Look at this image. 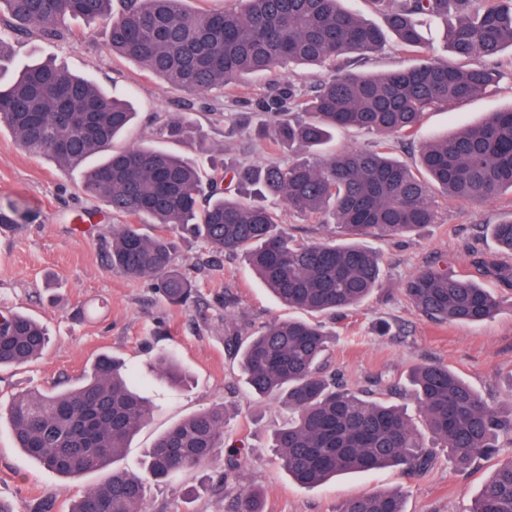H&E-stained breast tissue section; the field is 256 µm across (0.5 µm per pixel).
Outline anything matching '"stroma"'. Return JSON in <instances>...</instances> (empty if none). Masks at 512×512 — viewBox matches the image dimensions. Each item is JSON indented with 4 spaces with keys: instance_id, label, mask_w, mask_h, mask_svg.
Wrapping results in <instances>:
<instances>
[{
    "instance_id": "obj_1",
    "label": "stroma",
    "mask_w": 512,
    "mask_h": 512,
    "mask_svg": "<svg viewBox=\"0 0 512 512\" xmlns=\"http://www.w3.org/2000/svg\"><path fill=\"white\" fill-rule=\"evenodd\" d=\"M69 40L37 35L14 40L10 60L0 63V83L11 80L19 63L51 59L86 76L112 95L126 98L137 118L118 146L154 143L200 164L233 161H288L259 142H248L234 127L238 98L253 96L256 85L226 88L215 108L190 101L187 93L145 74L136 64L112 57L106 26L70 21ZM193 109H185V102ZM512 108V69L499 83L453 110L427 113L417 136L394 141L392 152L416 163L423 143L482 121L488 113ZM188 119L194 140L163 137L159 127L170 118ZM83 168L59 170L55 163L29 154L8 130H0V206L16 205L18 223L0 225V311L28 313L44 324L50 343L36 360L0 370V404L32 388L54 391L75 386L102 352L123 358L138 372L135 385L152 413L117 463L119 469L144 474V454L155 438L178 420L220 405L229 428L228 446L239 449L245 467L225 487L217 481L222 467L205 463L168 483L149 485L146 512H227L229 502L247 488L263 496V512H337L348 498L375 490H401L406 512H466L499 463L512 458V437L499 440L498 453L462 470L436 449L425 473L385 469L347 473L316 488H301L285 473L272 446L274 430L288 418L277 401L256 398L246 386L238 359L229 347L237 331H254L292 310L278 303L249 270L243 254L213 257L193 237L171 227L155 234L173 240L174 268L195 284L201 304L175 307L161 300L151 280L132 279L106 263V244L122 219L87 195ZM512 217V200H449L438 208L436 223L409 238L365 243L382 260L381 287L358 308L323 318L331 336V365L351 387L376 379L405 382L417 363L440 362L480 390L505 414L512 413V300L503 299L499 315L484 324H435L406 301L409 277L432 259L447 257L457 271L469 269V255L493 252L489 225ZM235 306L225 309V299ZM393 326L377 336L379 321ZM171 353L188 380H156L148 362ZM104 473L69 482L46 470L16 448L8 421H0V501L12 512H67L68 498L98 485Z\"/></svg>"
}]
</instances>
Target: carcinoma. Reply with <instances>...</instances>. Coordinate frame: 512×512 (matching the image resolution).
<instances>
[{
    "label": "carcinoma",
    "mask_w": 512,
    "mask_h": 512,
    "mask_svg": "<svg viewBox=\"0 0 512 512\" xmlns=\"http://www.w3.org/2000/svg\"><path fill=\"white\" fill-rule=\"evenodd\" d=\"M344 0H240V7L193 12L188 0H0V61L12 40L34 32L65 39L68 18L109 25L112 56L190 94L219 93L248 76H264L260 93L246 102L266 116L253 130L273 151L302 157L287 164H234L205 170L158 148L114 141L132 123L129 104L51 61L27 64L0 86V127L24 149L67 170L99 155L85 190L112 212L132 220L112 228L107 260L112 269L148 278L174 306L198 290L172 265V242L148 224L182 229L214 253L246 254L269 291L290 309L311 316L350 311L378 288L382 269L365 236H410L436 223L438 201L493 200L512 193V108L483 122L426 142L419 162L406 164L389 152L395 138L418 133L426 113L450 109L497 84L491 64L512 49V0H367L384 25L365 20ZM426 18L444 19L453 59L420 58L386 73L361 64L388 39L411 56L425 43ZM322 71L300 87L283 77L289 66ZM339 128L376 135L369 149L321 155ZM172 139L193 128L185 119L164 125ZM253 187L290 212L332 222L342 243L302 244L284 229L281 215L256 200L228 193ZM498 250L473 256L472 274L457 272L442 257L417 272L403 288L412 308L436 323L480 324L501 302L482 282L512 294V218L489 225ZM43 326L9 312L0 315V367L28 363L47 345ZM245 382L259 398H274L288 421L274 433L283 469L300 487H316L347 472L384 468L424 472L435 458L401 406L397 385L381 379L354 390L328 363V335L318 322L290 318L268 323L249 336L231 338ZM157 376L182 379L174 360L158 355ZM132 371L101 355L76 387L29 390L13 398L8 420L28 456L63 479L97 472L121 457L146 424L150 405L130 382ZM411 391L437 446L466 468L488 459L502 435L504 418L473 386L440 363L418 364ZM226 422L221 406L172 425L148 449V478L162 483L175 474L224 455ZM142 477L114 470L75 499L69 512H145ZM259 495L246 489L230 512H260ZM339 512H405L396 491L347 499ZM468 512H512V458L500 464Z\"/></svg>",
    "instance_id": "cac0c4a2"
}]
</instances>
